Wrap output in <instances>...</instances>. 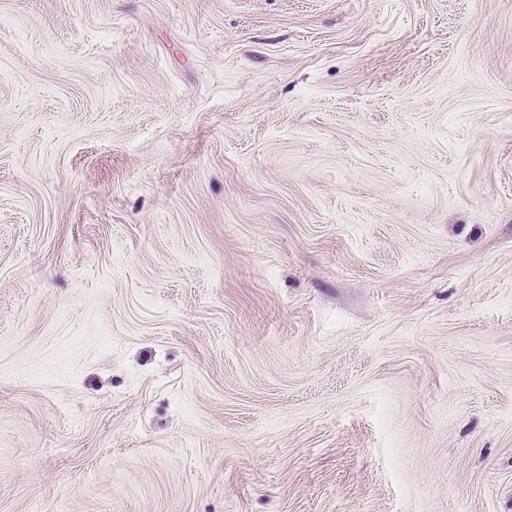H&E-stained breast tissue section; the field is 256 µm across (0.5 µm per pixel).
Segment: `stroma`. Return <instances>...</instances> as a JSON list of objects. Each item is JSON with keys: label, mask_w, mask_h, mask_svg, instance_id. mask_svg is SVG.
Wrapping results in <instances>:
<instances>
[{"label": "stroma", "mask_w": 512, "mask_h": 512, "mask_svg": "<svg viewBox=\"0 0 512 512\" xmlns=\"http://www.w3.org/2000/svg\"><path fill=\"white\" fill-rule=\"evenodd\" d=\"M0 512H512V0H0Z\"/></svg>", "instance_id": "stroma-1"}]
</instances>
